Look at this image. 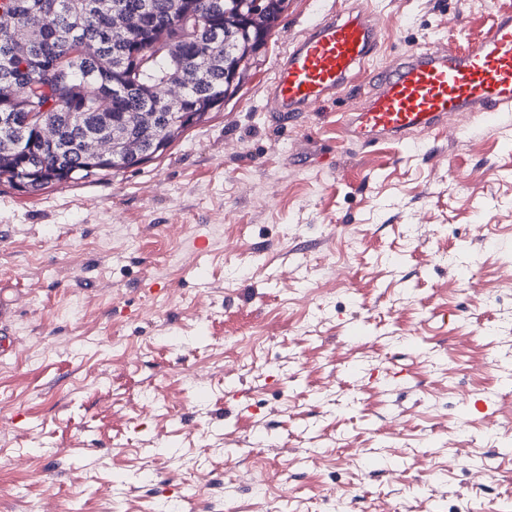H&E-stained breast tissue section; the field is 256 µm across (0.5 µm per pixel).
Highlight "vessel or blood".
Here are the masks:
<instances>
[{"instance_id": "obj_1", "label": "vessel or blood", "mask_w": 512, "mask_h": 512, "mask_svg": "<svg viewBox=\"0 0 512 512\" xmlns=\"http://www.w3.org/2000/svg\"><path fill=\"white\" fill-rule=\"evenodd\" d=\"M381 38L368 8L311 20L275 70L268 102L277 119H293L348 95L355 72L371 91L347 113V135L364 145L404 143L458 117L497 124L512 112V14H496L483 37L465 50L445 45L401 56L386 68L371 61Z\"/></svg>"}]
</instances>
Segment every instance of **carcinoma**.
Segmentation results:
<instances>
[{"mask_svg":"<svg viewBox=\"0 0 512 512\" xmlns=\"http://www.w3.org/2000/svg\"><path fill=\"white\" fill-rule=\"evenodd\" d=\"M11 0L0 16V180L36 193L50 184L101 175L87 141L116 148L115 171L163 154L214 102L233 97L261 57L288 0ZM142 25L126 40L113 33L115 11ZM41 22L29 57L16 40ZM153 60L140 66L141 58ZM183 99L170 105L165 87ZM57 134L43 142L23 127L29 114Z\"/></svg>","mask_w":512,"mask_h":512,"instance_id":"carcinoma-1","label":"carcinoma"}]
</instances>
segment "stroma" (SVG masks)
Segmentation results:
<instances>
[{
  "instance_id": "1",
  "label": "stroma",
  "mask_w": 512,
  "mask_h": 512,
  "mask_svg": "<svg viewBox=\"0 0 512 512\" xmlns=\"http://www.w3.org/2000/svg\"><path fill=\"white\" fill-rule=\"evenodd\" d=\"M367 2L380 68L512 12L288 0L161 156L0 183V512H512V113L365 147L336 131L358 77L269 115L313 12Z\"/></svg>"
}]
</instances>
